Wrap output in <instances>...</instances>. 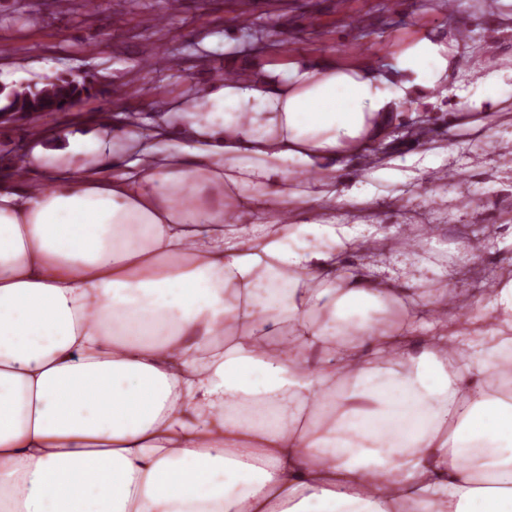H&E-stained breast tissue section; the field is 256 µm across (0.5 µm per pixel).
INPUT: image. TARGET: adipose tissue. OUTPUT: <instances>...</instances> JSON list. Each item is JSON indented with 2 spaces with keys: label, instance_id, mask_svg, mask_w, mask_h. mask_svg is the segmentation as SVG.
Returning <instances> with one entry per match:
<instances>
[{
  "label": "adipose tissue",
  "instance_id": "ef3b65f1",
  "mask_svg": "<svg viewBox=\"0 0 512 512\" xmlns=\"http://www.w3.org/2000/svg\"><path fill=\"white\" fill-rule=\"evenodd\" d=\"M462 57L421 30L390 67L226 79L178 112L189 156L132 130L109 177L25 156L41 181L0 185V512H512V278L460 321L416 247L313 221ZM367 247L397 270L346 261Z\"/></svg>",
  "mask_w": 512,
  "mask_h": 512
}]
</instances>
